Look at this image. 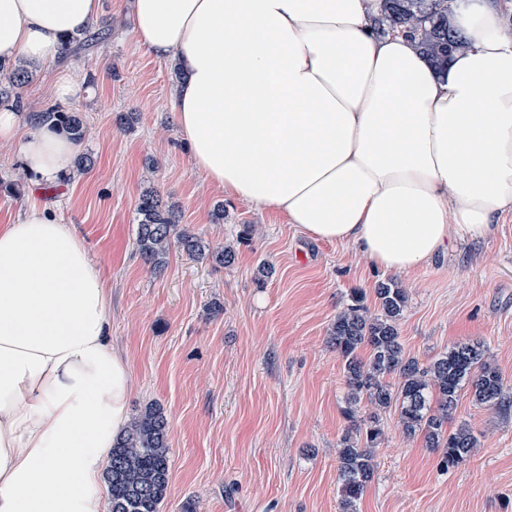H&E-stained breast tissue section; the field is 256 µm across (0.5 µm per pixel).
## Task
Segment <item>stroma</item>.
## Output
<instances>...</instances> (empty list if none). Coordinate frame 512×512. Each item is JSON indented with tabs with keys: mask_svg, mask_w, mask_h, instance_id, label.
Returning <instances> with one entry per match:
<instances>
[{
	"mask_svg": "<svg viewBox=\"0 0 512 512\" xmlns=\"http://www.w3.org/2000/svg\"><path fill=\"white\" fill-rule=\"evenodd\" d=\"M111 25L101 42L61 54L34 70L26 109L80 113L91 153L87 174L59 186H34L18 150L0 146V224L30 204L74 225L110 289L112 343L126 357L130 414L150 405L170 426V482L161 512H339L337 442L347 421L343 362L328 330L361 289L392 278L408 300L399 322L407 355L426 363L458 342L481 341L512 382V215L492 240H476L411 273L377 269L352 246L315 241L276 211L226 197L196 171L169 107L171 63L141 44L128 0H102L90 30ZM94 72V85L59 100L60 70ZM119 112L135 115L124 131ZM175 203L182 227L235 252L224 268L172 248L160 272L136 253L137 203L146 188ZM223 204V223L212 221ZM257 232L240 241L241 225ZM456 420L470 422L481 445L446 470L439 451L401 432L395 410L380 416L383 441L359 512H512V411L462 394Z\"/></svg>",
	"mask_w": 512,
	"mask_h": 512,
	"instance_id": "1",
	"label": "stroma"
}]
</instances>
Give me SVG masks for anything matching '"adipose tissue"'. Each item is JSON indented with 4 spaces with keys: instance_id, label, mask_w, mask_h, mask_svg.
I'll use <instances>...</instances> for the list:
<instances>
[{
    "instance_id": "adipose-tissue-1",
    "label": "adipose tissue",
    "mask_w": 512,
    "mask_h": 512,
    "mask_svg": "<svg viewBox=\"0 0 512 512\" xmlns=\"http://www.w3.org/2000/svg\"><path fill=\"white\" fill-rule=\"evenodd\" d=\"M100 6L0 0V60L54 65ZM131 17L184 71L170 108L195 169L226 196L400 273L493 238L512 213V40L487 0H460L467 47L439 70L406 30L379 33V0H131ZM1 144L39 184L77 153L2 107ZM108 294L48 207L0 224V512H105L131 392Z\"/></svg>"
}]
</instances>
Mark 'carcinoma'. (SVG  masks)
Wrapping results in <instances>:
<instances>
[{"label":"carcinoma","mask_w":512,"mask_h":512,"mask_svg":"<svg viewBox=\"0 0 512 512\" xmlns=\"http://www.w3.org/2000/svg\"><path fill=\"white\" fill-rule=\"evenodd\" d=\"M456 0H383L384 19L390 28H406L411 39L435 65H445L452 54L466 48L451 25ZM30 75L22 66L0 63V96L22 111L21 89ZM36 124L51 122L77 144L86 137L81 115L59 108L34 112ZM136 251L154 270L161 269L172 246L181 247L198 260L229 267L232 248L216 247L180 227L178 206L162 201L155 190H146L137 204ZM378 311L364 305L363 293L351 291L350 303L336 315L329 329V343L343 361L347 388L344 415L348 426L337 444L341 482L340 512H358V502L374 476V449L381 444L380 415L398 412L407 438L423 436L432 448L441 449L440 465L453 468L479 447V434L463 420L448 430V419L457 411L463 393L476 403L498 412L512 410V384L481 342H461L423 364L406 355L398 332L407 304L406 290L388 279L375 287ZM369 351L364 358L361 350ZM395 376L393 384L387 377ZM169 426L161 408L150 405L130 420L120 441L112 448L105 474L111 512H160L169 486Z\"/></svg>","instance_id":"1"}]
</instances>
